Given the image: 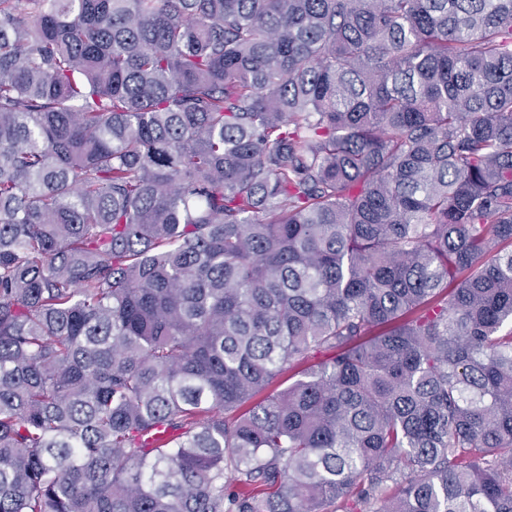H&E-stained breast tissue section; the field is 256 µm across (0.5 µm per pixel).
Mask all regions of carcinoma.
<instances>
[{
	"label": "carcinoma",
	"mask_w": 512,
	"mask_h": 512,
	"mask_svg": "<svg viewBox=\"0 0 512 512\" xmlns=\"http://www.w3.org/2000/svg\"><path fill=\"white\" fill-rule=\"evenodd\" d=\"M0 512H512V0H0Z\"/></svg>",
	"instance_id": "obj_1"
}]
</instances>
